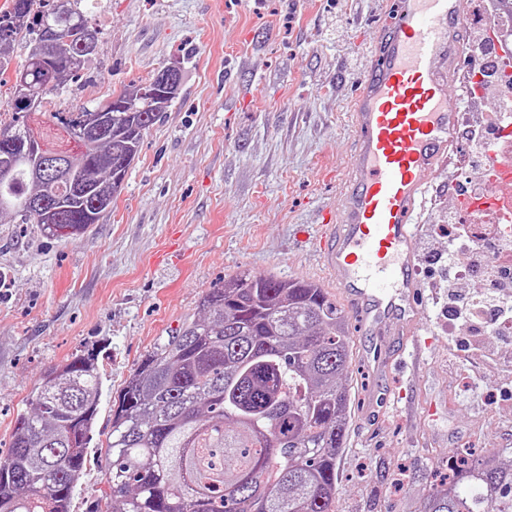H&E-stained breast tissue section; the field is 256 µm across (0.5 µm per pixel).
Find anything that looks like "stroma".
Listing matches in <instances>:
<instances>
[{"instance_id": "1", "label": "stroma", "mask_w": 512, "mask_h": 512, "mask_svg": "<svg viewBox=\"0 0 512 512\" xmlns=\"http://www.w3.org/2000/svg\"><path fill=\"white\" fill-rule=\"evenodd\" d=\"M385 21L377 0H92L96 53L51 111L68 112L172 62L181 84L147 130L111 209L70 241L0 223V443L42 375L97 355L99 413L72 512L105 486L112 401L141 360L209 289L247 271L330 288L316 245L321 211L352 149L349 105ZM437 169L415 276L423 334L415 372L373 373L353 339L350 418L334 512H418L461 449L512 448V382L452 352L439 285L448 184Z\"/></svg>"}]
</instances>
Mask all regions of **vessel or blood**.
Wrapping results in <instances>:
<instances>
[{"label":"vessel or blood","instance_id":"b4317fda","mask_svg":"<svg viewBox=\"0 0 512 512\" xmlns=\"http://www.w3.org/2000/svg\"><path fill=\"white\" fill-rule=\"evenodd\" d=\"M466 0H395L350 112L353 150L325 208L320 259L360 330L384 327L391 344L417 340L424 303L415 238L436 169L459 151L465 95L457 73Z\"/></svg>","mask_w":512,"mask_h":512}]
</instances>
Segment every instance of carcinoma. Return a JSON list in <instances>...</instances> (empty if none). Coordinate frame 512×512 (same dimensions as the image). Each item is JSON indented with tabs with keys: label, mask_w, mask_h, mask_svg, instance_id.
<instances>
[{
	"label": "carcinoma",
	"mask_w": 512,
	"mask_h": 512,
	"mask_svg": "<svg viewBox=\"0 0 512 512\" xmlns=\"http://www.w3.org/2000/svg\"><path fill=\"white\" fill-rule=\"evenodd\" d=\"M83 0H5L0 87L28 73L39 108L68 89L94 54ZM28 39L27 62L9 50ZM164 66L148 81L65 116L78 154L31 144V113L0 123V221L57 239L84 233L112 206L144 133L166 111ZM352 338L319 284L239 273L212 288L198 316L158 343L112 404L107 489L93 512H333L349 418ZM102 388L97 362L75 355L45 373L0 458V512H70ZM419 512H512V448L455 454L448 481Z\"/></svg>",
	"instance_id": "obj_1"
}]
</instances>
